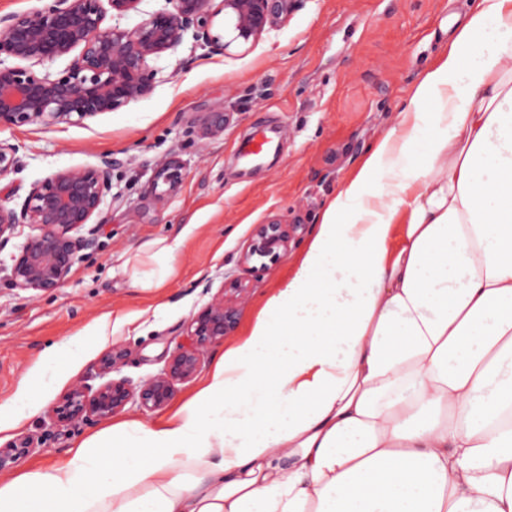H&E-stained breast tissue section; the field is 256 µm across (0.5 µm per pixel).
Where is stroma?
I'll list each match as a JSON object with an SVG mask.
<instances>
[{
  "label": "stroma",
  "mask_w": 512,
  "mask_h": 512,
  "mask_svg": "<svg viewBox=\"0 0 512 512\" xmlns=\"http://www.w3.org/2000/svg\"><path fill=\"white\" fill-rule=\"evenodd\" d=\"M473 0H301L288 20L245 54L224 56L185 37L154 60L145 98L82 125L0 129L16 150L14 171L0 176V205L21 209L33 183L66 168L117 159L112 204L88 224L97 245L83 251L66 283L50 293L0 281V405L36 371L47 349L83 336L87 354L66 364L63 380L43 393L24 432L47 434L26 465L49 467L109 420L55 429L50 409L115 346L128 356L122 376L140 383L157 374L185 340L189 318L225 278L242 275L239 258L254 225L270 219L303 225L288 255L246 275L236 336H243L274 288L314 236L326 201L398 125L420 73L448 50V24ZM228 117L209 132L212 113ZM274 130L271 150L249 158L244 146ZM183 239L174 273L162 287H129L122 253L155 239ZM109 316L106 340L95 323ZM212 347L197 375L177 384L168 406L127 405L121 419L162 423L193 394L223 354Z\"/></svg>",
  "instance_id": "obj_1"
}]
</instances>
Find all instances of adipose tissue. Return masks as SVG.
<instances>
[{
    "label": "adipose tissue",
    "mask_w": 512,
    "mask_h": 512,
    "mask_svg": "<svg viewBox=\"0 0 512 512\" xmlns=\"http://www.w3.org/2000/svg\"><path fill=\"white\" fill-rule=\"evenodd\" d=\"M449 31L204 385L0 477V512H512V0ZM178 251L145 243L131 287ZM59 372L47 353L1 434Z\"/></svg>",
    "instance_id": "adipose-tissue-1"
}]
</instances>
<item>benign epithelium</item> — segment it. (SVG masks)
<instances>
[{
	"instance_id": "7a95c632",
	"label": "benign epithelium",
	"mask_w": 512,
	"mask_h": 512,
	"mask_svg": "<svg viewBox=\"0 0 512 512\" xmlns=\"http://www.w3.org/2000/svg\"><path fill=\"white\" fill-rule=\"evenodd\" d=\"M102 0H51L31 11L2 20L0 28V127L29 124L51 127L82 124L118 110L151 93L158 71L150 61L180 46L189 33L232 55L250 49L262 35L286 22L298 0H164L132 28L104 26ZM112 17L140 11L143 0H107ZM224 15L223 28L215 18ZM70 59L56 77L37 75L32 67ZM115 161L102 157L94 167L60 170L35 183L21 213L0 206V242L18 224L33 229L10 256L0 259V273L19 290L44 293L62 287L79 258L96 240L83 230L107 206ZM304 225L270 220L254 225L240 257L245 270L257 272L284 259ZM247 285L239 278L186 323L188 343L179 345L161 371L135 385L120 375L126 351L104 354L86 379L73 385L52 407L55 426H76L108 419L130 403L146 412L165 407L175 387L192 379L210 348L224 342L238 323ZM47 441L25 434L0 445V472L16 467Z\"/></svg>"
}]
</instances>
